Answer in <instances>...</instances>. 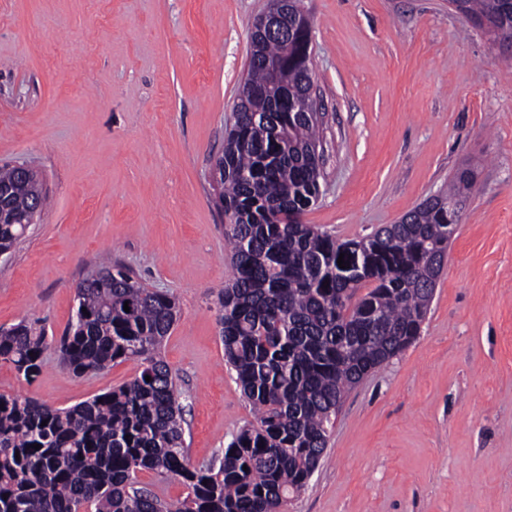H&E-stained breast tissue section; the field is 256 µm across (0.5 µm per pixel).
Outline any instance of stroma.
<instances>
[{"mask_svg": "<svg viewBox=\"0 0 512 512\" xmlns=\"http://www.w3.org/2000/svg\"><path fill=\"white\" fill-rule=\"evenodd\" d=\"M269 0H0V166L49 205L0 258V327L63 336L102 257L175 297L161 354L184 445L209 463L254 419L224 361L217 296L233 275L211 179ZM324 121L305 223L358 239L448 189L477 190L417 339L344 398L324 457L284 512H512V49L448 0H299ZM75 376L47 350L0 393L68 407L131 380Z\"/></svg>", "mask_w": 512, "mask_h": 512, "instance_id": "1", "label": "stroma"}]
</instances>
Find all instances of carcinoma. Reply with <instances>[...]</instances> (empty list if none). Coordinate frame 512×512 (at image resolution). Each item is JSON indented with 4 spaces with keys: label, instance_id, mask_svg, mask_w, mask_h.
Returning <instances> with one entry per match:
<instances>
[{
    "label": "carcinoma",
    "instance_id": "obj_1",
    "mask_svg": "<svg viewBox=\"0 0 512 512\" xmlns=\"http://www.w3.org/2000/svg\"><path fill=\"white\" fill-rule=\"evenodd\" d=\"M459 2L464 14L512 31V0ZM311 29L300 18L286 42L250 33L252 92L215 159L233 266L217 324L255 422L209 465L189 463L182 392L160 352L175 301L103 261L91 283L78 285L56 351L77 376L128 360L140 370L69 408L0 393V512H282L317 469L346 392L419 335L460 218L450 204L462 205L476 174L458 169L447 193L360 240L304 223L319 197L322 151L320 126L293 111L312 71ZM0 185L13 189L3 209L14 218L46 206L15 167L0 168ZM26 231L0 223V253ZM47 349L45 332L26 320L0 328V363L28 383ZM142 470L174 477L187 492L165 502L137 486Z\"/></svg>",
    "mask_w": 512,
    "mask_h": 512
}]
</instances>
